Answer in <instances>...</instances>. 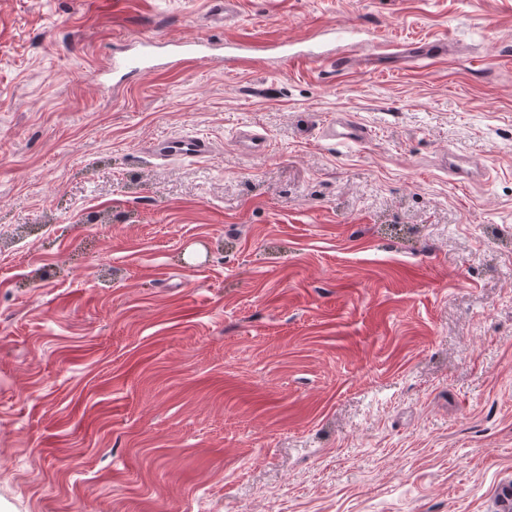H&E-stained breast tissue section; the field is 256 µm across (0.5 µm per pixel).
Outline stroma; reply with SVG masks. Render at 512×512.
<instances>
[{"label":"stroma","mask_w":512,"mask_h":512,"mask_svg":"<svg viewBox=\"0 0 512 512\" xmlns=\"http://www.w3.org/2000/svg\"><path fill=\"white\" fill-rule=\"evenodd\" d=\"M334 27L375 69L97 77L133 37L335 55ZM340 114L365 142L322 136ZM183 134L209 157L152 153ZM511 491L512 0H243L229 29L209 0H0V512Z\"/></svg>","instance_id":"35a3bbf8"}]
</instances>
